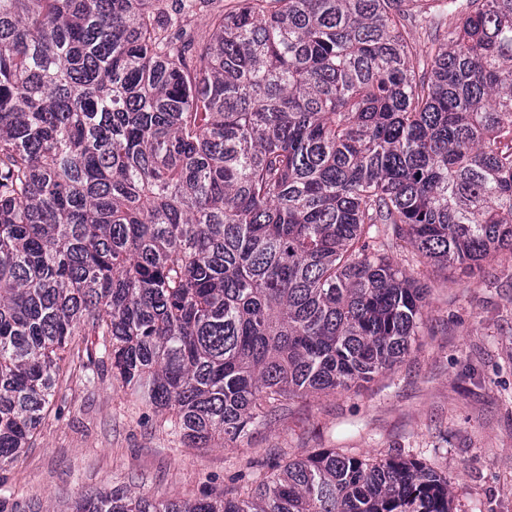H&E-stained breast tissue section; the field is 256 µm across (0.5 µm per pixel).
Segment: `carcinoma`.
I'll return each mask as SVG.
<instances>
[{
  "label": "carcinoma",
  "instance_id": "1",
  "mask_svg": "<svg viewBox=\"0 0 512 512\" xmlns=\"http://www.w3.org/2000/svg\"><path fill=\"white\" fill-rule=\"evenodd\" d=\"M0 0V471L62 365L110 366L190 447L392 368L444 269L512 255V0L426 60L420 0ZM77 336L95 337L79 347ZM72 512H452L414 459L334 448L251 495Z\"/></svg>",
  "mask_w": 512,
  "mask_h": 512
}]
</instances>
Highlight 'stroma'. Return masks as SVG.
Here are the masks:
<instances>
[{
  "label": "stroma",
  "mask_w": 512,
  "mask_h": 512,
  "mask_svg": "<svg viewBox=\"0 0 512 512\" xmlns=\"http://www.w3.org/2000/svg\"><path fill=\"white\" fill-rule=\"evenodd\" d=\"M390 258L432 287L402 363L345 391L270 408L234 443L190 448L121 383L61 376L32 448L0 475L5 512H70L81 493L156 499L247 492L272 463L329 448L433 464L453 512H512V261L444 272Z\"/></svg>",
  "instance_id": "obj_1"
}]
</instances>
